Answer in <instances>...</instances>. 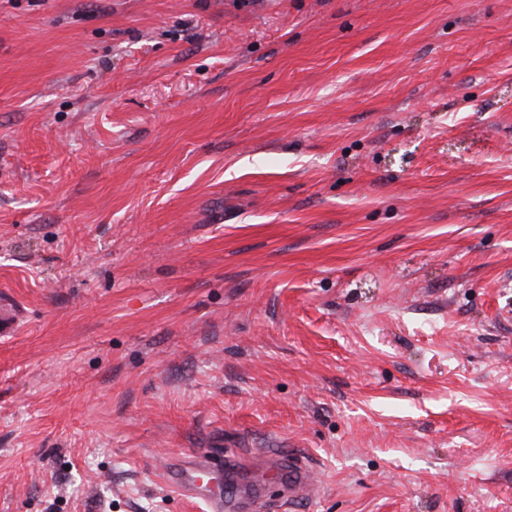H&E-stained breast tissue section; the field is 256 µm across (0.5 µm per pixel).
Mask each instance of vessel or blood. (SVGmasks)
<instances>
[{"label": "vessel or blood", "mask_w": 512, "mask_h": 512, "mask_svg": "<svg viewBox=\"0 0 512 512\" xmlns=\"http://www.w3.org/2000/svg\"><path fill=\"white\" fill-rule=\"evenodd\" d=\"M267 474L270 478H287L289 498L310 494L314 489L311 470L300 457L288 462H271ZM167 481L182 495L208 503L213 512H246L248 504L224 495V474L211 470L200 455H191L169 463L164 469Z\"/></svg>", "instance_id": "vessel-or-blood-1"}]
</instances>
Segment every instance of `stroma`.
I'll return each instance as SVG.
<instances>
[{
  "instance_id": "stroma-1",
  "label": "stroma",
  "mask_w": 512,
  "mask_h": 512,
  "mask_svg": "<svg viewBox=\"0 0 512 512\" xmlns=\"http://www.w3.org/2000/svg\"><path fill=\"white\" fill-rule=\"evenodd\" d=\"M1 307L0 512H512V0H0ZM167 481L182 495L202 500L217 512H238L248 509L246 501L224 498V471L211 470L204 456L189 455L171 462L164 469ZM288 473V501L299 497L310 495L314 491V484L311 477V469L300 457L288 459V470L282 461H272L266 469V474L272 479H282Z\"/></svg>"
}]
</instances>
